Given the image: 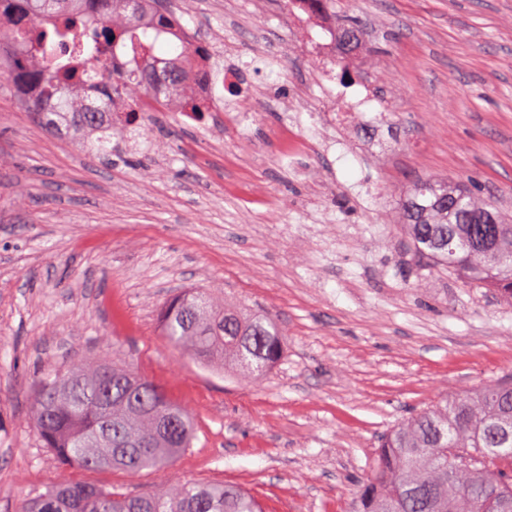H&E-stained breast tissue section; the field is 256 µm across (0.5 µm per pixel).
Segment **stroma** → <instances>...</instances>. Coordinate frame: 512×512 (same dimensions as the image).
<instances>
[{
	"mask_svg": "<svg viewBox=\"0 0 512 512\" xmlns=\"http://www.w3.org/2000/svg\"><path fill=\"white\" fill-rule=\"evenodd\" d=\"M170 2L258 109L151 113L106 161L0 82V512L63 480L134 495L175 479L242 487L265 512H356L394 425L512 377V300L432 267L400 226L429 179L512 219V0H336L362 26L352 78L386 106L348 126L315 90L293 109L315 59L288 0ZM289 122L314 149L286 150ZM195 287L277 319L265 377L168 346L160 308ZM112 357L193 417L172 469H64L41 447L34 385Z\"/></svg>",
	"mask_w": 512,
	"mask_h": 512,
	"instance_id": "obj_1",
	"label": "stroma"
}]
</instances>
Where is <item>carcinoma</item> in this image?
Listing matches in <instances>:
<instances>
[{
	"label": "carcinoma",
	"instance_id": "1",
	"mask_svg": "<svg viewBox=\"0 0 512 512\" xmlns=\"http://www.w3.org/2000/svg\"><path fill=\"white\" fill-rule=\"evenodd\" d=\"M160 0H0V13L32 23L16 31L0 20V70L4 57L24 61L7 79L36 84L40 97L22 103L54 134H79L88 149L109 157L112 137H132L143 118L112 125L107 102L80 100L78 84L96 83L141 103L176 91L185 76L168 62L138 70L140 58L156 53L186 57L189 45L167 39ZM128 49L123 64H108ZM468 196L460 186L417 183L402 204L404 232L415 252L474 288H495L512 299V224L469 200L448 207V194ZM169 344L198 363L221 369L237 365L261 377L284 353L283 334L271 318L247 308L216 304L207 288L171 298L162 310ZM127 366L100 360L74 362L39 381L33 422L45 448L63 467L137 473L173 466L195 439L192 417L157 386L129 406ZM495 486L472 490L474 471ZM512 498V381L444 396L391 429L380 442L370 478L358 494L357 512H499L500 496ZM18 512H263L246 490L226 484L171 482L145 495L116 496L84 483L62 482L20 502Z\"/></svg>",
	"mask_w": 512,
	"mask_h": 512
}]
</instances>
